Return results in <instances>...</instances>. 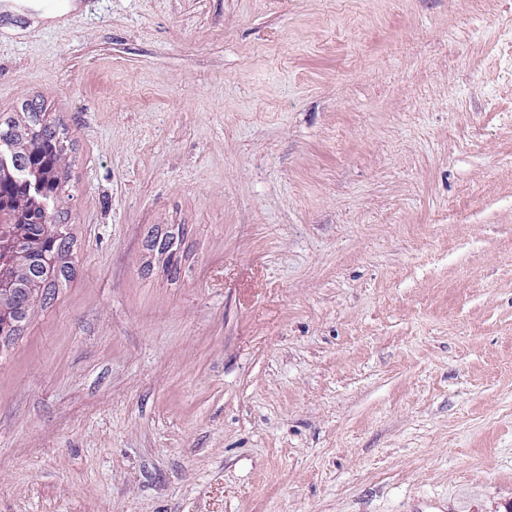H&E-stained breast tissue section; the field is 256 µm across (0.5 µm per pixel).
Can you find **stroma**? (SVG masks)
Wrapping results in <instances>:
<instances>
[{"instance_id": "stroma-1", "label": "stroma", "mask_w": 512, "mask_h": 512, "mask_svg": "<svg viewBox=\"0 0 512 512\" xmlns=\"http://www.w3.org/2000/svg\"><path fill=\"white\" fill-rule=\"evenodd\" d=\"M43 2L0 118L65 130L74 270L0 512H512V0Z\"/></svg>"}]
</instances>
